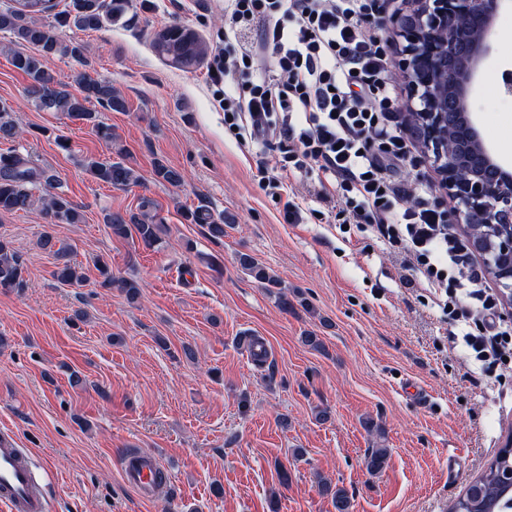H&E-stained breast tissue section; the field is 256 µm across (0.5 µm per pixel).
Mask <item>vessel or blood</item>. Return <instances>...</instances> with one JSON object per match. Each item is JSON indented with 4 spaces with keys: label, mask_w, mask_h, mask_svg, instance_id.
Wrapping results in <instances>:
<instances>
[{
    "label": "vessel or blood",
    "mask_w": 512,
    "mask_h": 512,
    "mask_svg": "<svg viewBox=\"0 0 512 512\" xmlns=\"http://www.w3.org/2000/svg\"><path fill=\"white\" fill-rule=\"evenodd\" d=\"M162 470L159 458L147 450L131 453L122 465L125 482L144 498L158 492L156 476ZM0 506L6 512H47L28 449L15 447L5 437L0 438Z\"/></svg>",
    "instance_id": "vessel-or-blood-1"
}]
</instances>
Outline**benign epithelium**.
Here are the masks:
<instances>
[{
    "label": "benign epithelium",
    "instance_id": "1",
    "mask_svg": "<svg viewBox=\"0 0 512 512\" xmlns=\"http://www.w3.org/2000/svg\"><path fill=\"white\" fill-rule=\"evenodd\" d=\"M413 9L397 22L403 40L398 67L408 85L406 107L413 111L416 132L441 185L455 202L459 224L496 228L487 255L500 286L503 305L512 312V268L499 261L512 258V171L497 162L484 144L468 98L477 71L491 51L494 21L512 0H412ZM460 117L456 139L448 146V111ZM471 167L465 179L457 177Z\"/></svg>",
    "mask_w": 512,
    "mask_h": 512
}]
</instances>
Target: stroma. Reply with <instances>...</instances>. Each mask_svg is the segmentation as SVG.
Masks as SVG:
<instances>
[{
    "label": "stroma",
    "mask_w": 512,
    "mask_h": 512,
    "mask_svg": "<svg viewBox=\"0 0 512 512\" xmlns=\"http://www.w3.org/2000/svg\"><path fill=\"white\" fill-rule=\"evenodd\" d=\"M170 24L206 43L196 69L154 52V31ZM66 37L84 46L83 58L54 56L46 67L71 92L85 73L123 95L126 111L99 118L143 180L122 190L85 173L81 160L109 147L26 97L14 38L0 33V101L25 129L0 154L31 158L82 215L49 226L36 209L0 214L27 281L0 292V435L31 449L50 512H335L318 492L321 476L348 492L353 512H446L512 435V354L489 367L470 358L462 334L480 315H445L429 289L406 283L407 252L370 227L341 232L314 194L316 172L285 187L312 218L284 222L258 172L277 168L278 154L225 128L224 87L210 79L224 51V0H128L112 26ZM491 43L471 110L485 144L512 167V97L493 95L512 69L511 12L497 18ZM61 135L70 151L58 148ZM158 161L183 183L158 182ZM146 199L169 229L157 251L104 223ZM201 205L234 217L222 241L184 219ZM46 230L68 246L84 285L53 278L55 257L37 244ZM242 252L282 279L289 310L241 269ZM98 256L139 281L137 301L99 291ZM308 332L321 349L304 344ZM246 333L266 344L265 364L239 348ZM380 442L390 454L372 475L365 455ZM128 448L158 452L172 493L145 500L125 484Z\"/></svg>",
    "instance_id": "1"
}]
</instances>
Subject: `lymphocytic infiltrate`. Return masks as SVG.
<instances>
[{"label": "lymphocytic infiltrate", "instance_id": "obj_1", "mask_svg": "<svg viewBox=\"0 0 512 512\" xmlns=\"http://www.w3.org/2000/svg\"><path fill=\"white\" fill-rule=\"evenodd\" d=\"M381 0H227L224 122L244 143L277 150L280 174L261 183L280 198L285 174L318 169L341 201L345 224L375 225L411 258V280L433 288L466 279L465 298L485 320L465 334L477 360L493 363L512 347V329L496 318L472 251L448 233V213L430 185L403 186L394 171L415 144L388 75L390 45L378 24Z\"/></svg>", "mask_w": 512, "mask_h": 512}]
</instances>
